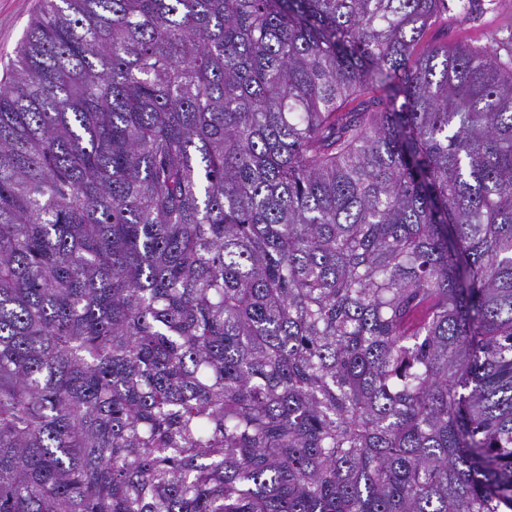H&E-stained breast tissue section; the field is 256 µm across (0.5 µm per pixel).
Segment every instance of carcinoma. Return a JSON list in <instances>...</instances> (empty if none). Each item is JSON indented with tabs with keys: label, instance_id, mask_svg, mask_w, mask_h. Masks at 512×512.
Instances as JSON below:
<instances>
[{
	"label": "carcinoma",
	"instance_id": "carcinoma-1",
	"mask_svg": "<svg viewBox=\"0 0 512 512\" xmlns=\"http://www.w3.org/2000/svg\"><path fill=\"white\" fill-rule=\"evenodd\" d=\"M445 2L42 0L0 512H512V36ZM448 12L429 32V38L448 44L489 46L486 35L512 31V7L501 0H447ZM465 3V7L461 4Z\"/></svg>",
	"mask_w": 512,
	"mask_h": 512
}]
</instances>
